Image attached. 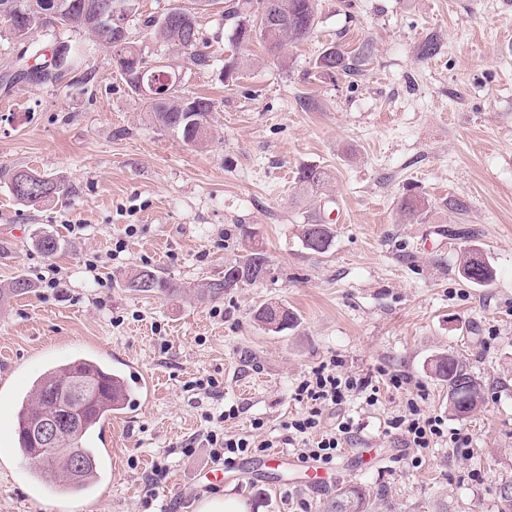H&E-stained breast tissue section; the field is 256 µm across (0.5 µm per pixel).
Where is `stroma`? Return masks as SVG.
<instances>
[{
	"instance_id": "stroma-1",
	"label": "stroma",
	"mask_w": 512,
	"mask_h": 512,
	"mask_svg": "<svg viewBox=\"0 0 512 512\" xmlns=\"http://www.w3.org/2000/svg\"><path fill=\"white\" fill-rule=\"evenodd\" d=\"M196 19L218 58L206 71L138 21L130 29L146 59L180 72L183 92L213 100L204 144L152 120L102 46L61 83L0 91L12 103L0 108V289L21 275L32 283L0 301V400L15 402L43 367L88 353L130 362L153 387L129 418L112 421L102 478L83 495L36 485L31 461L0 444V512H194L209 491L200 473L213 463L205 414L237 406L226 431L292 454L283 424L304 410L295 389L329 363L369 378L377 400L355 394L327 411L326 424H353L323 464L327 483L307 484L291 468L239 476L248 454L225 464V495L248 512H322L336 485L355 482L375 492L373 512H498L497 489L512 481V0H317L312 37L277 59L259 42L234 44L219 10ZM430 39L437 49L428 54ZM88 41L45 28L20 41L0 24V74L24 51L37 58ZM363 44L359 75L315 66L328 46ZM231 58L240 65L228 79ZM311 166L333 175L315 199L298 181ZM19 168L52 175L67 195L21 204L8 181ZM409 193L428 201L426 216H403ZM451 197L467 211L448 208ZM312 220L334 231L326 252L300 240ZM455 225L475 229L492 285L460 278ZM45 235L60 243L50 257L38 246ZM252 244L268 258L267 278L198 301L195 286ZM93 255L94 275L84 267ZM51 265L65 278L61 290L39 280ZM146 265L184 292L118 287ZM266 302L288 305L297 326L264 331L253 313ZM451 352L485 391L483 408L465 418L449 413L448 391L430 371ZM207 377L216 393L196 388ZM411 400L445 431L468 434L467 452L444 438L421 454L407 447L389 423ZM157 464L167 475L148 504Z\"/></svg>"
}]
</instances>
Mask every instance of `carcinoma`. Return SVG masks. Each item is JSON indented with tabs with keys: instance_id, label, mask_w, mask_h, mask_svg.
Here are the masks:
<instances>
[{
	"instance_id": "cac0c4a2",
	"label": "carcinoma",
	"mask_w": 512,
	"mask_h": 512,
	"mask_svg": "<svg viewBox=\"0 0 512 512\" xmlns=\"http://www.w3.org/2000/svg\"><path fill=\"white\" fill-rule=\"evenodd\" d=\"M209 5H222L224 20L234 21L232 39L238 43H248L259 40L266 52L275 56L288 44L300 43L314 34L316 12L315 0H276L277 16L272 17L260 11L258 5L263 0H194V4L203 2ZM24 16L20 19H5L0 16V23L5 24L15 38H27L30 30L52 20L57 27L65 30L81 31L93 38V42L108 46L112 39L109 16L113 13L127 18L135 15L136 0H64L66 10L60 15L53 14V5L58 0H22ZM92 6L99 9V19L95 24L87 23L85 11ZM143 25L151 29L156 38L184 56L188 62L199 70H208L214 62V52L210 50L209 42L201 37L199 29L191 26L188 29L162 25V17H150L143 20ZM127 59L121 63L124 79L134 93H139L135 84V74L145 69L152 71L155 66L143 57L140 49L131 37H126ZM70 49L52 55L51 60L34 65L28 69L20 67L16 78L29 79L35 83L53 84L64 76V67ZM367 57L365 49L354 53L342 51L329 46L321 53L316 61V67L324 72L343 71L348 74H358ZM147 109L152 118L165 129L177 135L188 145L203 143L204 137L200 131L208 130L209 118L214 110V102L202 96H186L180 89V83H171L165 93L158 99L147 102ZM299 182L313 192L325 188L329 175L317 168L306 167L299 176ZM66 192L64 186L53 178L40 176L39 183L31 187L29 193L36 199H24L22 203L37 206L41 203ZM426 210V201L420 196L408 194L403 197L401 212L404 216L417 219ZM333 238V229L320 221L302 225L301 240L307 249L323 253L328 250ZM268 264L263 250L252 247L241 256L234 265L224 269V272L236 270L243 274L242 284L254 285L256 280L250 278V270L256 262ZM458 273L462 279L475 287H487L494 279V271L486 261L481 251L469 246L461 252ZM146 279L150 287L141 290L146 296L163 295L175 296L181 291V286L159 274V271L148 267H140L134 272L123 276L120 287L129 288L137 279ZM225 276H218L198 286L197 298L200 300L217 299L224 296ZM254 320L259 325L276 324L277 332L292 328L296 315L282 303L270 302L259 306L254 314ZM85 377L96 381L104 388L102 397L82 408L75 402L67 416L72 418L71 427L67 431L64 448L77 449L80 468L74 477L67 474L69 461L66 453L60 452L59 458L34 466L32 476L38 480L57 486L61 491L72 495L87 490L99 474V451L89 447L86 432L91 420L108 402L112 401V377L101 370L82 368L78 371ZM65 368V364L56 363L44 370L32 382L30 389L21 401L18 419L19 438L18 451L27 459L35 453V444L31 431L38 421L61 415V409L55 406L54 397L67 388L76 373ZM431 372L439 381L453 390L448 399V410L456 416H467L475 411V405H483L485 395L483 388L469 390L468 380L473 377L467 362L462 357L454 360L453 367H448V355H440L433 360ZM369 488L354 484H338L331 497L324 504V512H371L373 503Z\"/></svg>"
}]
</instances>
